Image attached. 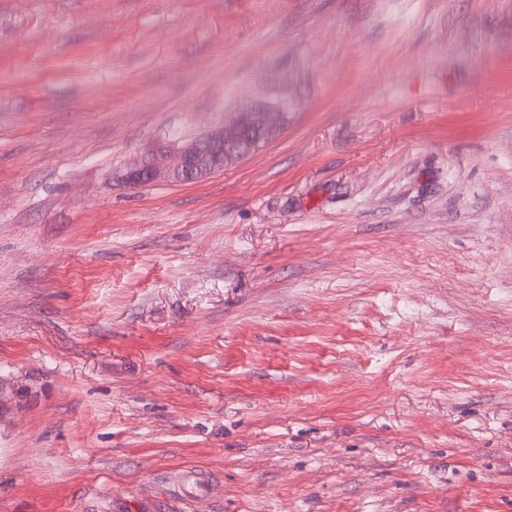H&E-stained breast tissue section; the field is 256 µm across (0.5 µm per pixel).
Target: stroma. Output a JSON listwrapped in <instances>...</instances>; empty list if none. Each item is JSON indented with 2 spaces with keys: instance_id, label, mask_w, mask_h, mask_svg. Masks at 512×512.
<instances>
[{
  "instance_id": "1",
  "label": "stroma",
  "mask_w": 512,
  "mask_h": 512,
  "mask_svg": "<svg viewBox=\"0 0 512 512\" xmlns=\"http://www.w3.org/2000/svg\"><path fill=\"white\" fill-rule=\"evenodd\" d=\"M0 512H512V0H0ZM282 116L264 105L237 112L231 124L211 130L206 142H191L179 148L172 176L182 181L194 179L203 165L212 172L242 160L246 153L275 137L281 129Z\"/></svg>"
}]
</instances>
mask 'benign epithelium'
Wrapping results in <instances>:
<instances>
[{
	"label": "benign epithelium",
	"mask_w": 512,
	"mask_h": 512,
	"mask_svg": "<svg viewBox=\"0 0 512 512\" xmlns=\"http://www.w3.org/2000/svg\"><path fill=\"white\" fill-rule=\"evenodd\" d=\"M282 113L257 105L235 114L229 125L217 127L204 142H191L175 154L172 176L185 181L195 177L197 169L207 166L215 171L243 159L253 149H259L281 129ZM159 172L150 165L129 168L124 180L139 185L157 179Z\"/></svg>",
	"instance_id": "benign-epithelium-1"
}]
</instances>
